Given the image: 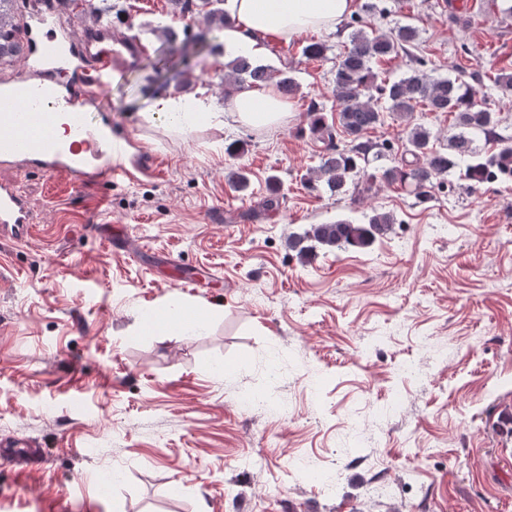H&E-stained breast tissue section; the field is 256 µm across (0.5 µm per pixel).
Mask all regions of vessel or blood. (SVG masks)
I'll list each match as a JSON object with an SVG mask.
<instances>
[{
	"label": "vessel or blood",
	"instance_id": "b4317fda",
	"mask_svg": "<svg viewBox=\"0 0 512 512\" xmlns=\"http://www.w3.org/2000/svg\"><path fill=\"white\" fill-rule=\"evenodd\" d=\"M22 68L30 79L22 86H0V165L31 166L46 175L88 176L101 183L130 178L124 160L125 139L110 124L76 111L78 99L106 92L117 67L127 65L131 44L113 37L105 20L76 29L54 8L23 15ZM65 138H58V124ZM34 222L30 202L17 183L0 179V238L22 241ZM39 451L23 438L0 447V460L19 465Z\"/></svg>",
	"mask_w": 512,
	"mask_h": 512
}]
</instances>
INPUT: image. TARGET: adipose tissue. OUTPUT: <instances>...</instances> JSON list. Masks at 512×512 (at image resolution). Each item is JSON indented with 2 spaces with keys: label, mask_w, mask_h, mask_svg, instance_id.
<instances>
[{
  "label": "adipose tissue",
  "mask_w": 512,
  "mask_h": 512,
  "mask_svg": "<svg viewBox=\"0 0 512 512\" xmlns=\"http://www.w3.org/2000/svg\"><path fill=\"white\" fill-rule=\"evenodd\" d=\"M354 0H225L232 18L224 30V49L232 54H259L261 43L272 39L287 42L306 32L335 31L353 10ZM291 103L275 86L245 91L227 101L223 111H212L202 98L153 97L142 113L145 122L185 135L200 124L220 125L231 120L241 127L277 126L286 121Z\"/></svg>",
  "instance_id": "adipose-tissue-1"
}]
</instances>
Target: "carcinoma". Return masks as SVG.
Wrapping results in <instances>:
<instances>
[{
    "label": "carcinoma",
    "mask_w": 512,
    "mask_h": 512,
    "mask_svg": "<svg viewBox=\"0 0 512 512\" xmlns=\"http://www.w3.org/2000/svg\"><path fill=\"white\" fill-rule=\"evenodd\" d=\"M171 2L178 13L201 18L207 28L230 24V15L224 11L225 0ZM17 10L18 0H0V65L10 64L21 55ZM418 35V28L412 24L399 25L387 32L359 29L351 34L332 70L336 125L325 124L315 105L309 112L310 133L328 143L320 157L318 176L308 177L309 182L322 177L327 190L338 195L360 175L365 179L363 193L370 192L375 181L381 179L399 183L416 199L423 200L430 196L437 180L455 170L467 182L471 193L484 185L485 175L491 170L505 179L512 177V136L497 132L498 111L477 101V90L465 80L466 72L434 78L414 69L398 79H390L374 71L375 62L401 52L409 53V46ZM224 69L227 70L224 82L234 85L238 91L259 88L273 79L270 66L253 63L246 57L230 60ZM484 78L494 88L512 91V71L501 68L485 74ZM382 99L389 103V114L406 123L405 153L411 159L383 169L378 176L367 171L368 156L377 144L366 135L385 123L384 113L378 106ZM419 107L454 115L455 132L448 136L447 147H434L432 131L414 121V112ZM479 135L495 141L492 152L483 154L477 150L475 138ZM393 224V214L375 210L360 224L345 219L332 224H313L295 237L293 243L308 242L300 248L302 252L316 246L361 249L386 236Z\"/></svg>",
    "instance_id": "obj_1"
}]
</instances>
